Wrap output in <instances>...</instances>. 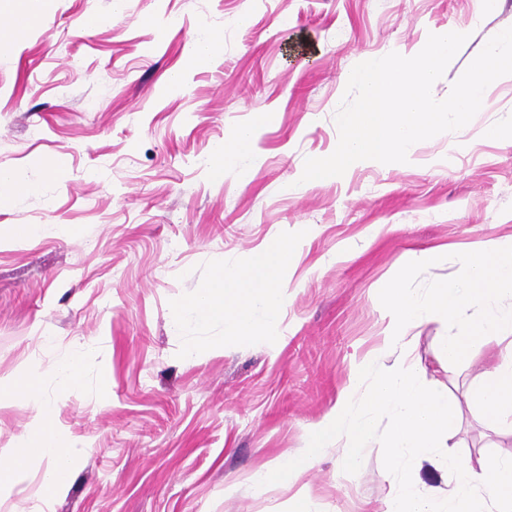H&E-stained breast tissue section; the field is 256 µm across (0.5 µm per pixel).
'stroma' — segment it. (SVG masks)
<instances>
[{"label": "stroma", "mask_w": 512, "mask_h": 512, "mask_svg": "<svg viewBox=\"0 0 512 512\" xmlns=\"http://www.w3.org/2000/svg\"><path fill=\"white\" fill-rule=\"evenodd\" d=\"M20 9L35 17L26 34L0 25V170L38 190L0 203V378L45 371L58 437L77 452L62 493L42 500L49 463L34 462L0 488V512H285L291 490L257 492L253 476L295 456L385 350L383 290L453 280L456 248L512 242V146L486 136L512 124V76L412 162L304 183V161L334 152L356 64L456 30L467 39L432 87L445 99L512 27V0H0V18ZM205 30L222 48L189 65ZM258 113L263 165L243 155L213 178L206 158ZM17 224L36 231L15 236ZM275 236L297 244L280 322L247 343L221 320L173 332L187 298ZM451 330L424 321L410 354L451 399L448 452L512 455L468 401L483 355L452 367L441 353ZM75 349L84 381L65 394L47 371ZM32 420L24 398L1 406L0 450L21 448ZM389 422L355 473L339 475L337 442L303 474L317 512H383L403 480L385 469Z\"/></svg>", "instance_id": "1"}]
</instances>
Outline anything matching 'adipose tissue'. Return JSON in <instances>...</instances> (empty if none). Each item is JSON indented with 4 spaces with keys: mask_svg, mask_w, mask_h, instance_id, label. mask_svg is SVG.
Listing matches in <instances>:
<instances>
[{
    "mask_svg": "<svg viewBox=\"0 0 512 512\" xmlns=\"http://www.w3.org/2000/svg\"><path fill=\"white\" fill-rule=\"evenodd\" d=\"M251 145L250 129L234 130L207 162L212 175L223 177L226 163L247 152L254 165H261L263 159L252 154ZM295 250L294 242L275 238L256 251L247 265L214 274L205 288L177 310L175 326L192 319H224L238 342L252 340L265 325L277 322L286 307L282 272ZM457 263L455 280L437 283L426 293L404 288L398 280L387 288L384 301L392 313L387 342L397 348V356L364 361L351 380L355 403H339L313 425L297 456L257 471V488L272 484L295 488L302 473L338 440L344 443L341 471L356 472L380 417L386 415L390 418L384 438L387 470H401L406 457L414 454L441 473L454 474L456 482L447 497L440 498L422 492L417 478H408L387 499L384 512H512V455L486 454L474 465L445 455L455 414L447 396L418 380L409 360L414 343L410 332L427 318L455 322L441 343L449 365L494 347L493 363L471 387L469 400L483 412L490 429L512 435V245L495 239L476 242L458 250ZM474 310L480 312V320L471 318ZM43 374L29 370L0 379V405L26 397L39 430L38 437L22 450L0 452V484L20 480L31 461L45 459L51 467L43 486L55 493L66 483L75 450L57 438L56 406L43 395Z\"/></svg>",
    "mask_w": 512,
    "mask_h": 512,
    "instance_id": "1",
    "label": "adipose tissue"
}]
</instances>
